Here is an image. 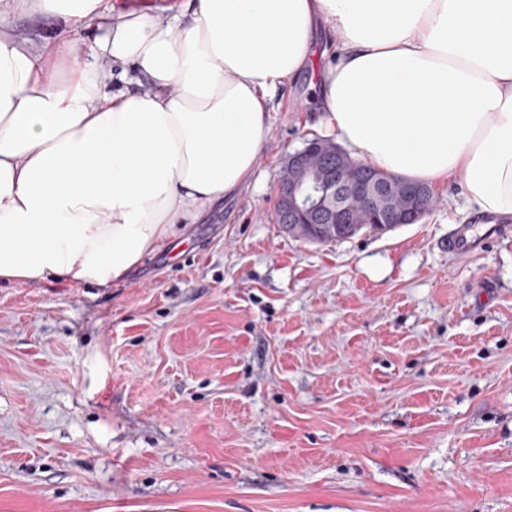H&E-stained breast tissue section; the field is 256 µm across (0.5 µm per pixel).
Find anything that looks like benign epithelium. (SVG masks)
<instances>
[{"label": "benign epithelium", "mask_w": 512, "mask_h": 512, "mask_svg": "<svg viewBox=\"0 0 512 512\" xmlns=\"http://www.w3.org/2000/svg\"><path fill=\"white\" fill-rule=\"evenodd\" d=\"M311 146H305L288 155L286 167L296 173L295 178L277 185V223L291 224H350L352 210L357 206L373 211V224L382 234L393 225L418 224L428 213L424 202L433 196L429 184H406L405 206L385 211L377 200L385 189L386 180L381 178L372 165L355 161L348 166L341 161L345 151L337 144L330 146L336 154V163L328 174L318 178L309 173L306 156Z\"/></svg>", "instance_id": "benign-epithelium-1"}]
</instances>
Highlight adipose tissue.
<instances>
[{
  "label": "adipose tissue",
  "mask_w": 512,
  "mask_h": 512,
  "mask_svg": "<svg viewBox=\"0 0 512 512\" xmlns=\"http://www.w3.org/2000/svg\"><path fill=\"white\" fill-rule=\"evenodd\" d=\"M316 51L322 137L512 214V0H0V282L106 287L182 237L254 179L272 98ZM12 27L22 37L35 42L53 39L54 32L51 24L38 16L18 15L12 18Z\"/></svg>",
  "instance_id": "1"
}]
</instances>
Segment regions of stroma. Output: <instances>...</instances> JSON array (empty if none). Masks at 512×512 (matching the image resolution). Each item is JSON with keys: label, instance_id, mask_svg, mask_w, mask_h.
<instances>
[{"label": "stroma", "instance_id": "35a3bbf8", "mask_svg": "<svg viewBox=\"0 0 512 512\" xmlns=\"http://www.w3.org/2000/svg\"><path fill=\"white\" fill-rule=\"evenodd\" d=\"M317 77L253 183L108 288L0 285V512H512V231L458 179L341 243L275 221ZM485 223L479 224L485 227L482 235L472 234L471 224H458L448 231V250L451 253H480L491 239H497L502 235L503 229L509 224V218H481Z\"/></svg>", "mask_w": 512, "mask_h": 512}]
</instances>
